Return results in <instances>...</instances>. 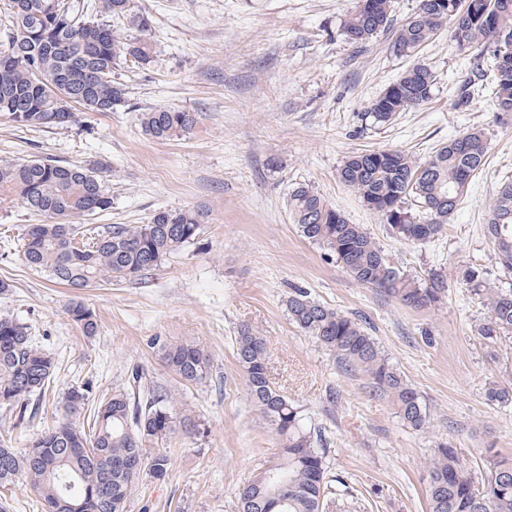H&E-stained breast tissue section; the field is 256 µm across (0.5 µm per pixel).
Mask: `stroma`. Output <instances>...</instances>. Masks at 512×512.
Here are the masks:
<instances>
[{
    "label": "stroma",
    "instance_id": "stroma-1",
    "mask_svg": "<svg viewBox=\"0 0 512 512\" xmlns=\"http://www.w3.org/2000/svg\"><path fill=\"white\" fill-rule=\"evenodd\" d=\"M151 21V66L122 67L128 91L116 111L81 112L70 127L32 131L0 118V163L48 158L104 161L110 210L88 224H144L161 207L202 208L204 232L147 278L71 290L24 264L21 235L42 223L19 204L0 209V316L27 324L53 353L55 379L35 420L0 409V435L24 452L33 434L63 413L69 387L91 382L111 394L132 371L177 401L189 429L164 446L162 480L143 476L127 512H237L236 493L276 451L269 426L251 406L234 356L241 327L266 336L275 385L322 434L328 474L349 493L340 512H427L428 473L438 445L450 443L484 479L482 451L512 454V405L488 400L491 384L512 386V333L488 341L478 327L486 306L462 281L482 270L512 289L483 228L499 186L512 182V113L494 109L476 70L490 58L461 54L449 33L425 46L420 63L440 81L425 106L386 128L366 114L407 68L390 51L391 32L349 43L343 22L360 0H135ZM198 113L192 130L170 141L145 135L146 108ZM470 129L484 132L486 162L440 235L411 242L392 234L338 178L347 156L401 149L422 160ZM306 184L349 223L364 225L389 262L423 284L442 279L440 303L414 309L357 283L322 246L300 236L288 193ZM355 319L389 364L420 394L429 414L415 431L392 402L372 395L362 374L288 318L295 290ZM81 301L95 315L84 335L66 312ZM193 341L209 351L207 381L186 385L161 363L155 340Z\"/></svg>",
    "mask_w": 512,
    "mask_h": 512
}]
</instances>
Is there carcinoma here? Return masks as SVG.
Wrapping results in <instances>:
<instances>
[{"label":"carcinoma","mask_w":512,"mask_h":512,"mask_svg":"<svg viewBox=\"0 0 512 512\" xmlns=\"http://www.w3.org/2000/svg\"><path fill=\"white\" fill-rule=\"evenodd\" d=\"M127 23L142 33L150 28L149 18L134 10L132 0H97L90 5L81 0H0V116L22 127L63 129L75 122L73 104L101 113L126 105L127 91L114 80L115 70L128 62L145 68L154 58L148 38L121 34ZM448 25L459 49L492 54V100L497 111L512 112V0H470L466 7L459 0H417L415 12L395 29L390 0H363L345 21L344 33L350 42L363 44L391 29L392 52L408 57ZM436 80L427 65H413L372 103L368 117L378 126L392 123L400 113L428 102ZM197 120L195 112L154 107L143 110L139 122L145 135L166 141L190 131ZM487 151L484 133L471 130L423 162L401 150L353 154L339 177L385 219L395 236L426 242L448 223L469 182L484 166ZM107 167L102 161L83 167L44 159L0 164V201H16L52 219L26 226L21 249L28 267L78 290L101 282H134L198 240L207 216L201 208H163L145 224L80 229L75 219L112 208V195L101 176ZM410 200L426 211L427 220H416L406 207ZM288 211L301 235L323 245L360 284L415 309L441 300L445 289L439 282L423 288L402 274L362 225L348 223L313 188L295 187ZM485 231L496 246L498 264L512 272V184L493 198ZM462 278L488 309L479 334L493 341L512 332V293L488 287L473 268L463 270ZM287 309L290 320L333 352L344 370L363 373L373 395L390 398L405 425L416 431L427 426L420 394L390 366L358 322L301 290L288 296ZM67 313L84 335H95L97 322L82 304L71 305ZM157 353L183 381H206L210 356L200 345L162 342ZM234 354L251 405L278 441L269 466L238 492L237 512H323L333 491L321 433L270 380L266 337L240 328ZM55 370V358L34 343L27 325L0 317V409L25 420L31 398L46 391ZM89 394L87 383L68 389L63 417L33 436L24 455L0 440V486L21 477L39 493L41 512H58V502L77 472L81 512H126L138 484L124 468L126 461L138 459L152 478L166 477L170 455L150 445L177 430L173 397L155 386L118 385L90 412ZM486 396L508 404L512 387L494 385ZM63 448L85 452L70 455L50 477L38 456L48 459ZM484 462L487 474L478 481L457 449L436 448L429 471V512H512V455L487 448Z\"/></svg>","instance_id":"cac0c4a2"}]
</instances>
